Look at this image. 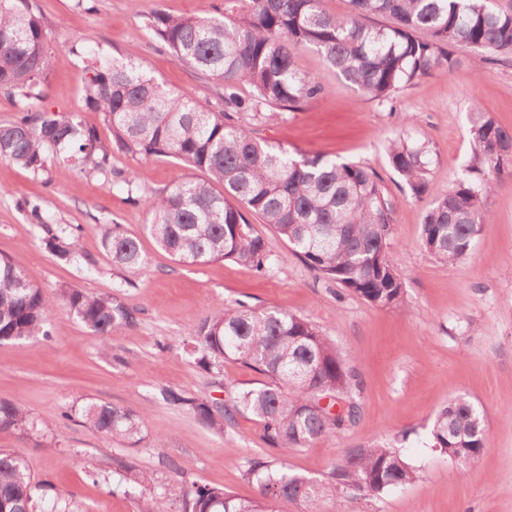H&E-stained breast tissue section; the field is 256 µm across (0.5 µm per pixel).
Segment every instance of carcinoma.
Instances as JSON below:
<instances>
[{
	"mask_svg": "<svg viewBox=\"0 0 512 512\" xmlns=\"http://www.w3.org/2000/svg\"><path fill=\"white\" fill-rule=\"evenodd\" d=\"M336 16L322 0H224L221 18L150 17L160 48L224 87V109L212 112L192 98L167 90L129 54L123 61L87 57L82 108L101 114L109 130L102 139L77 111L24 110L0 125V159L35 173L55 158L71 159L82 172L109 178L112 158L166 157L204 173L146 199L148 229L158 246L179 263L232 260L259 272L269 268V251L247 215L288 242L294 255L323 277L381 307L402 304L405 274L387 256L393 205L371 168L321 156L292 154L278 142L258 138L231 122L227 111L268 107L298 112L324 91L315 77L298 70L295 52L311 49L325 66L370 99L391 104L415 80L459 65L465 47L481 61L512 57V10L492 0H348ZM386 16L390 26L370 20ZM53 62L47 29L28 0H0V91L30 99ZM252 95H240V87ZM468 135L480 165L467 166L448 191L433 195L422 217L421 245L438 262H463L491 223L486 201L501 168L512 165V131L474 100L467 113ZM388 160L412 195L430 193L431 149L399 134L389 142ZM46 248L61 260L79 254L80 238L47 232ZM101 244L112 266L137 270L147 263L137 236L118 224L101 228ZM63 306L94 335L106 339L133 323L118 298L76 288L61 293ZM49 304L18 264L0 258V343L28 342L45 329ZM190 354L205 372L227 360L263 376L258 386L228 402L209 397L165 395L186 407L217 433L237 414L261 425L272 449L302 448L355 424L360 382L341 352L310 321L275 308L226 304L190 329ZM331 395L348 404L337 416L318 407ZM80 416L106 436L136 445L143 419L110 404L87 403ZM28 432L35 422L22 407L0 401V430ZM435 445L455 456L479 455L486 445L483 411L458 397L434 417ZM115 473L130 486L149 485L153 475L124 459ZM245 476L259 497L243 499L230 490L196 484L187 493L190 512H319L327 497L378 495L415 482L419 472L396 448H357L334 466L325 482L292 474L271 461H249ZM26 460L0 449V506L6 512H57L58 501L38 505Z\"/></svg>",
	"mask_w": 512,
	"mask_h": 512,
	"instance_id": "1",
	"label": "carcinoma"
}]
</instances>
